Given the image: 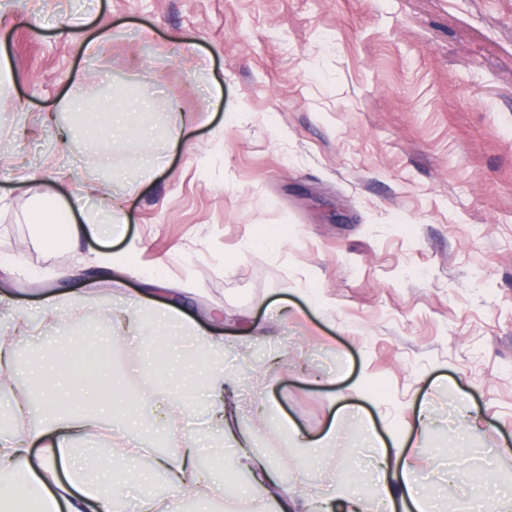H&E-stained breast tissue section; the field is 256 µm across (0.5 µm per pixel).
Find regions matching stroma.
I'll use <instances>...</instances> for the list:
<instances>
[{
  "label": "stroma",
  "mask_w": 512,
  "mask_h": 512,
  "mask_svg": "<svg viewBox=\"0 0 512 512\" xmlns=\"http://www.w3.org/2000/svg\"><path fill=\"white\" fill-rule=\"evenodd\" d=\"M0 13V339L47 296L94 293L95 258L128 250L118 288L163 277L200 323L223 311L241 426L281 486L328 472L299 438L342 421L329 458L363 496L365 424L426 412L410 449L431 512H478L512 489V0H5ZM218 83L215 103L206 81ZM123 89L149 100V142L79 135L47 113ZM179 129L178 139L167 133ZM37 182H27V175ZM111 177L124 235L44 245L39 196ZM109 305L26 341L42 365L95 337L123 402L146 352L111 350ZM156 413L197 372L155 359ZM478 422L453 473L449 415Z\"/></svg>",
  "instance_id": "35a3bbf8"
}]
</instances>
